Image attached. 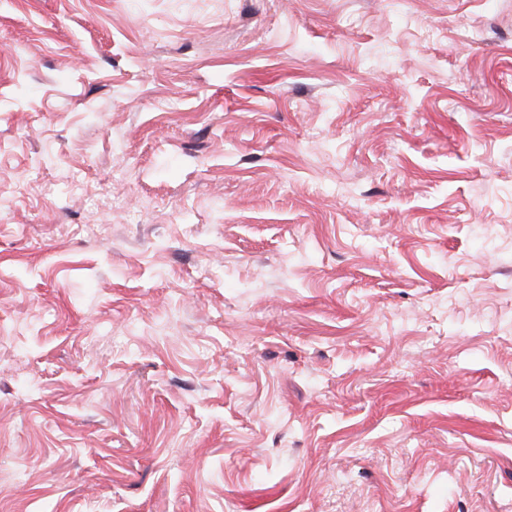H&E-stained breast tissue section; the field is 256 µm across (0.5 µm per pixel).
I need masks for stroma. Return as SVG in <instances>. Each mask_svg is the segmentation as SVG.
Returning <instances> with one entry per match:
<instances>
[{"label": "stroma", "instance_id": "stroma-1", "mask_svg": "<svg viewBox=\"0 0 512 512\" xmlns=\"http://www.w3.org/2000/svg\"><path fill=\"white\" fill-rule=\"evenodd\" d=\"M0 512H512V0H0Z\"/></svg>", "mask_w": 512, "mask_h": 512}]
</instances>
